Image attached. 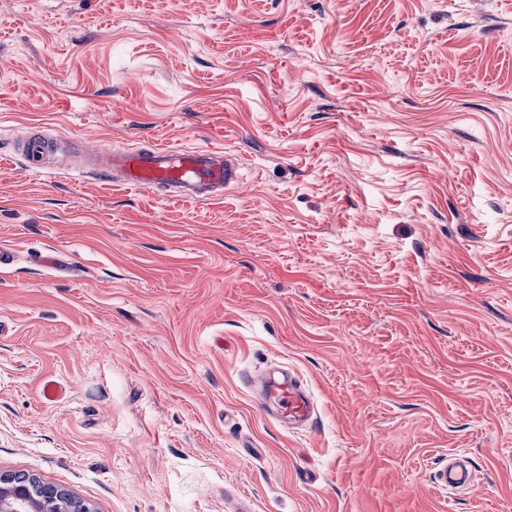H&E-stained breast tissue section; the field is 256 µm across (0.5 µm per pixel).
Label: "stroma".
I'll return each mask as SVG.
<instances>
[{"mask_svg": "<svg viewBox=\"0 0 512 512\" xmlns=\"http://www.w3.org/2000/svg\"><path fill=\"white\" fill-rule=\"evenodd\" d=\"M24 130L242 178L34 173ZM0 247V474L95 512H512V0H0ZM278 368L302 426L249 384ZM453 454L474 489L432 487ZM97 156V155H96ZM90 172L130 187H165L186 201L212 200L238 183L241 163L221 150H173L153 146L137 152L113 151L97 156Z\"/></svg>", "mask_w": 512, "mask_h": 512, "instance_id": "35a3bbf8", "label": "stroma"}]
</instances>
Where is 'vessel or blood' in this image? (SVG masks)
I'll return each instance as SVG.
<instances>
[{"label": "vessel or blood", "mask_w": 512, "mask_h": 512, "mask_svg": "<svg viewBox=\"0 0 512 512\" xmlns=\"http://www.w3.org/2000/svg\"><path fill=\"white\" fill-rule=\"evenodd\" d=\"M17 142L26 167L42 173L52 145L49 139L24 132ZM241 163L213 149L173 150L155 146L137 152L113 151L95 159L93 175L130 187H164L173 197L186 201L222 197L225 189L238 183ZM264 404L275 405L282 417L294 421L310 420L315 412L309 395L292 379L271 376L262 386ZM440 490L472 488L477 483L473 467L458 456H450L443 467L431 475Z\"/></svg>", "instance_id": "b4317fda"}]
</instances>
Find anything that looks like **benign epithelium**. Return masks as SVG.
Instances as JSON below:
<instances>
[{
  "label": "benign epithelium",
  "instance_id": "benign-epithelium-1",
  "mask_svg": "<svg viewBox=\"0 0 512 512\" xmlns=\"http://www.w3.org/2000/svg\"><path fill=\"white\" fill-rule=\"evenodd\" d=\"M0 512H93V509L62 488L43 489L34 479L16 483L0 474Z\"/></svg>",
  "mask_w": 512,
  "mask_h": 512
}]
</instances>
